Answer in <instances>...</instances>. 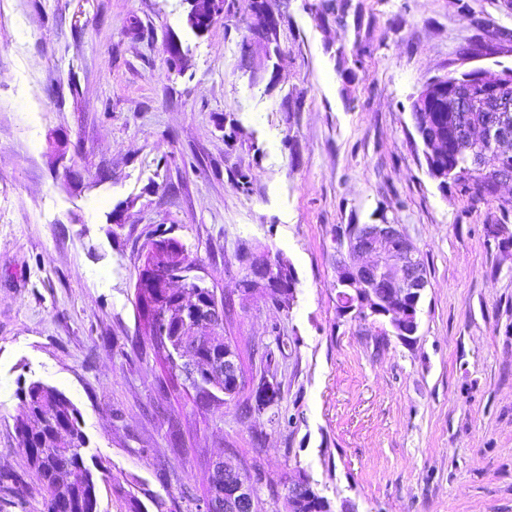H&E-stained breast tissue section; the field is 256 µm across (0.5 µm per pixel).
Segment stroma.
Returning <instances> with one entry per match:
<instances>
[{
    "mask_svg": "<svg viewBox=\"0 0 512 512\" xmlns=\"http://www.w3.org/2000/svg\"><path fill=\"white\" fill-rule=\"evenodd\" d=\"M318 2L280 0V54L247 62L249 0L202 35L182 0H0V512L44 494L15 430L31 381L79 409L86 463L109 471L98 512L126 491L181 512L219 457L257 468L268 512L301 474L334 512H512V243L496 201L429 177L412 119L461 47L512 46V6L348 0L339 21ZM381 223L427 270L409 341L336 312L337 228ZM160 225L224 298L242 396L172 389L149 345L135 284ZM246 248L290 260L291 308L241 292ZM269 375L280 403L249 410Z\"/></svg>",
    "mask_w": 512,
    "mask_h": 512,
    "instance_id": "obj_1",
    "label": "stroma"
}]
</instances>
